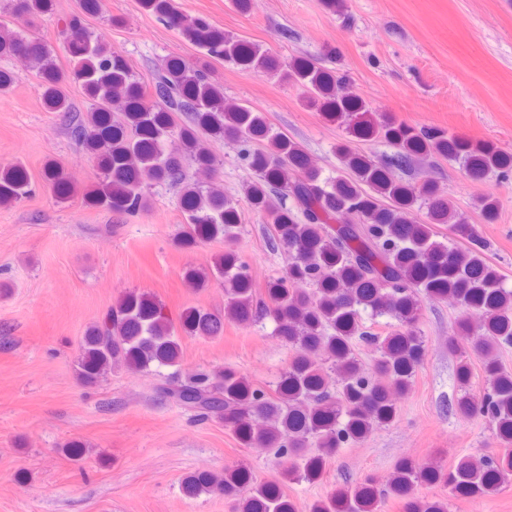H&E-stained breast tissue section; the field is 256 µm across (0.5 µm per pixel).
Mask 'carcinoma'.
I'll return each instance as SVG.
<instances>
[{
    "label": "carcinoma",
    "instance_id": "carcinoma-1",
    "mask_svg": "<svg viewBox=\"0 0 512 512\" xmlns=\"http://www.w3.org/2000/svg\"><path fill=\"white\" fill-rule=\"evenodd\" d=\"M143 2L208 56L256 71H279L351 136L380 139L394 148L387 163L378 165L342 143L336 148L340 175L327 181L294 141L272 131L261 113L225 101L223 89L197 67L173 61L144 85L119 52L83 25L82 15L94 12L96 0H80V12L66 22L64 52L71 62L66 71L52 50L26 32L52 0H7L0 7V56L28 60L45 86L46 105L71 111L57 89L63 82L80 84L90 97L87 115L71 116L70 132L103 173L95 195L100 206L120 214L148 209L152 185L183 182L184 159L206 169L215 166L212 139L233 135L263 142L243 154L255 173L244 194L264 214L271 239L290 254L288 268L269 282L262 301L254 299L246 265L235 254H224L218 272L224 277L225 316L248 324L262 312L274 323V336L292 352L288 367L272 394L231 369L220 372L215 384L203 373L171 379L159 393L201 420H224L250 447L278 449L286 458L285 475L311 479L324 457L394 421V395L408 393L426 353L418 330L422 303L453 296L460 304L456 335L448 338V352L460 358L462 394L456 412L463 419L484 417L494 423L505 452L468 455L451 468L402 460L390 493L404 499V512H448L445 502L414 496L415 487L443 484L461 495L496 490L512 475V374L497 356L500 346L512 345V291L501 287V276L483 257L485 244L475 225L453 213L432 184L396 179L389 169L440 156L463 161L476 180L491 172L506 179L512 175V154L473 148L443 129L390 120L355 96L338 95L341 80L312 62L283 63L203 18L181 15L174 0ZM117 106L123 110L120 122L112 115ZM47 180L55 197L68 195L57 170ZM28 183L26 171L12 166L0 172V196L21 197ZM273 193L293 196L304 222H296L286 206L275 205ZM183 208L189 224L185 242L239 234V212L220 192L187 184ZM422 210L426 220L419 221L415 212ZM436 224L448 226V241L436 239ZM366 311L373 317L388 315L395 323L380 336L363 324ZM181 325L194 336L221 329L219 318L195 308L182 315ZM357 343L374 348L369 364L358 358ZM180 350L181 338L163 307L131 293L83 337L77 374L92 384L116 364L146 373L153 364L178 363ZM472 354L480 359L485 378L480 398L468 389ZM311 439L322 454H304ZM187 489L234 498L238 512H295L278 485L255 484L244 466L194 476ZM385 498L367 477L353 491L317 502L311 512H378Z\"/></svg>",
    "mask_w": 512,
    "mask_h": 512
}]
</instances>
